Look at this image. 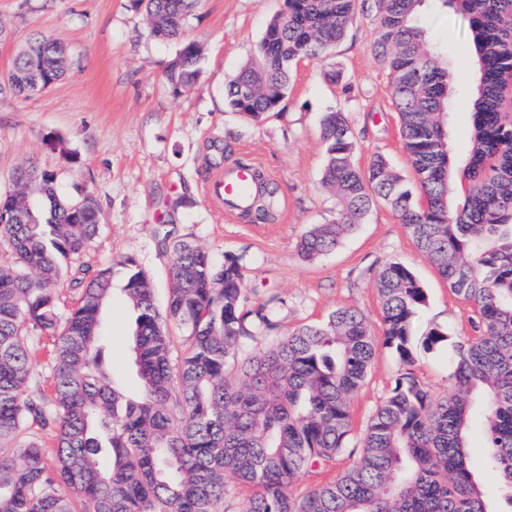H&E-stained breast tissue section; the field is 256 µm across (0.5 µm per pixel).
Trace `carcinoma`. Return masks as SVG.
I'll return each instance as SVG.
<instances>
[{
  "label": "carcinoma",
  "instance_id": "carcinoma-1",
  "mask_svg": "<svg viewBox=\"0 0 512 512\" xmlns=\"http://www.w3.org/2000/svg\"><path fill=\"white\" fill-rule=\"evenodd\" d=\"M151 31L181 37L198 0H138ZM423 0H286L250 62L225 87L229 108L254 119L279 111L291 68L335 49L357 17L376 25L372 52L388 71L401 137L416 188L377 155L354 161L352 132L340 109L322 115V183L336 193V217L301 239L314 259L338 246L372 205H387L449 288L474 306L477 335L456 344L451 385L438 401L406 373L379 405L363 448L339 477L301 498L290 487L309 469L348 451L350 401L367 376L377 343L363 315L340 307L275 344L242 353L243 276L234 260L173 247L166 313L143 271L123 288L135 314L132 350L140 392L127 394L104 370L101 315L112 299V271L82 283L78 305L58 318L60 260L98 234L96 202L61 198L55 176L18 169L0 195V240L12 262L0 265V512H219L226 479L254 489L244 512H491L485 485L508 490L512 505V0H442L469 25L473 59L470 143L454 155L448 133L452 75L414 23ZM199 49L183 44L166 77L176 87L197 76ZM66 51L47 36L27 41L9 87L48 88L65 73ZM262 191L244 214L277 206ZM465 186L453 203L454 180ZM385 344L413 363V319L425 301L415 276L391 262L378 276ZM168 320L185 330L186 352L170 358ZM55 338L53 399L24 396L33 376V333ZM481 415L485 484L471 470V432ZM53 427V464L33 428Z\"/></svg>",
  "mask_w": 512,
  "mask_h": 512
}]
</instances>
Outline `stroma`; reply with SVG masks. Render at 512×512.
<instances>
[{
  "label": "stroma",
  "mask_w": 512,
  "mask_h": 512,
  "mask_svg": "<svg viewBox=\"0 0 512 512\" xmlns=\"http://www.w3.org/2000/svg\"><path fill=\"white\" fill-rule=\"evenodd\" d=\"M284 8V0H201L178 41L153 36L136 0H0V26L9 33L0 41V192L12 190L18 168L33 164L55 175L65 197L89 194L97 201L100 231L63 266L59 313L67 315L77 302L74 278L111 268L114 292L102 314L103 352L109 374L129 389L138 377L131 351L135 313L123 292L126 267L144 271L157 307L165 308L175 242L203 248L219 264L236 260L245 309L272 310L271 328L245 339L244 351L323 322L337 308L358 310L380 346L350 403V445L357 448L378 406L406 372L434 398L444 395L454 343L473 336L474 312L381 203L335 250L311 261L301 257L304 233L331 221L337 209L335 196L321 183L323 112H346L359 166L382 154L406 179L414 172L389 77L371 50V20L353 22L330 54L299 59L279 111L255 120L226 108V82ZM418 22L440 63L456 77L449 134L455 154H464L473 76L467 22L442 0H423ZM35 32L65 46L67 71L51 88L20 98L8 77L16 53ZM186 40L200 50L199 74L177 90L166 71ZM242 160L259 166L279 187L280 207L267 223L226 216L205 193L215 170ZM391 261L408 267L425 293L413 324L409 366L383 344L377 279ZM434 329L448 340L429 350L423 340Z\"/></svg>",
  "instance_id": "stroma-1"
}]
</instances>
